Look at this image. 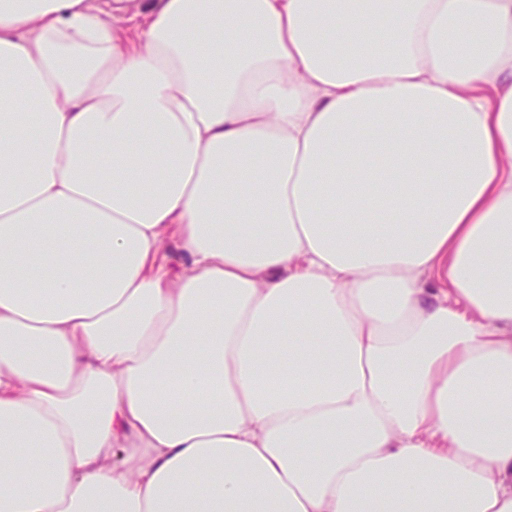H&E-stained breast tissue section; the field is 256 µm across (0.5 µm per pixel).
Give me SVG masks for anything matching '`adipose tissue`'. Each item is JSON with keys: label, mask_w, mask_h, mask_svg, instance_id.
I'll list each match as a JSON object with an SVG mask.
<instances>
[{"label": "adipose tissue", "mask_w": 512, "mask_h": 512, "mask_svg": "<svg viewBox=\"0 0 512 512\" xmlns=\"http://www.w3.org/2000/svg\"><path fill=\"white\" fill-rule=\"evenodd\" d=\"M0 512H512V0H0Z\"/></svg>", "instance_id": "obj_1"}]
</instances>
